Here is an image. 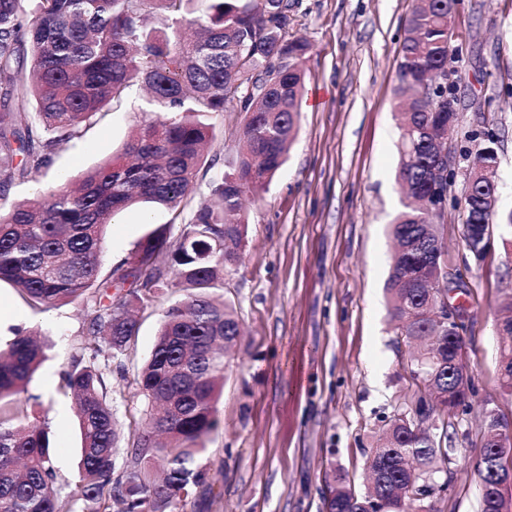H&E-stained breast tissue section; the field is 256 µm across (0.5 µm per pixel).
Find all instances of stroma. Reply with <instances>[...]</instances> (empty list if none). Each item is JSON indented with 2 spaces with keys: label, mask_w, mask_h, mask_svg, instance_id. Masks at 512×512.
<instances>
[{
  "label": "stroma",
  "mask_w": 512,
  "mask_h": 512,
  "mask_svg": "<svg viewBox=\"0 0 512 512\" xmlns=\"http://www.w3.org/2000/svg\"><path fill=\"white\" fill-rule=\"evenodd\" d=\"M294 36L310 50L303 62L300 118L288 158L268 187L247 199L243 263L227 276L243 334L226 370L218 403L222 423L206 464L220 494L205 512H324L337 476L365 485L368 448L384 424L417 391L409 349L389 317L385 283L402 208L398 182L400 48L414 0H290ZM448 81L460 99L456 137L470 148L476 130L495 133L498 213L512 212V0H461ZM140 91L101 112L79 138L58 149L40 185L12 187L8 201L33 198L38 187L76 179L112 158L145 120ZM467 183L457 167L448 184L443 239L463 271L467 355L476 397L459 416L455 481L442 512H478L477 475L484 409L512 420V396L499 383L498 305L512 292V226L492 228L493 248L476 259L462 242L458 203ZM165 211L141 207L115 217L104 242L102 275L128 258L149 223ZM0 305L14 328L38 331L47 359L21 399L31 421L47 426L55 465L76 482L80 432L61 373L83 338L85 307L73 302L41 312L9 284ZM165 298L140 313L124 361L109 373L122 426L141 416L136 393L141 363L155 343Z\"/></svg>",
  "instance_id": "stroma-1"
}]
</instances>
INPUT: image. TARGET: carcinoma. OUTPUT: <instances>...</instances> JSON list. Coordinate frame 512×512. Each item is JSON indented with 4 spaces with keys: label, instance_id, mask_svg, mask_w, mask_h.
<instances>
[{
    "label": "carcinoma",
    "instance_id": "1",
    "mask_svg": "<svg viewBox=\"0 0 512 512\" xmlns=\"http://www.w3.org/2000/svg\"><path fill=\"white\" fill-rule=\"evenodd\" d=\"M457 0H415L401 48L400 163L407 203L392 236L399 245L387 279L396 335L407 345L420 390L396 411L367 458L370 485L343 477L328 512H434L454 481L456 448L448 408L467 405L456 341L429 317L425 284L448 264L437 248L444 213L419 201L436 193L435 135L448 125V11ZM289 0H0V283L30 306L76 300L87 314L63 387L73 396L81 447L78 481L61 494L50 431L28 421L18 396L45 360L32 334L17 329L0 345V512H179L203 506L214 483L203 464L220 426L217 407L229 356L240 335L234 306L217 294L242 261L247 217L242 198L263 190L286 160L299 122L302 60L309 45L292 36ZM275 72L279 83L265 87ZM426 73L444 108L428 110L411 92ZM140 84L160 115L133 132L122 152L26 205L6 203L14 185L39 182L58 147ZM241 112L235 159L209 184L212 201L191 205L211 114ZM140 203L165 209L134 255L100 278L105 228ZM494 211L473 197L463 227L473 240ZM174 288L156 343L136 379L159 412L146 410L127 445L106 399L99 358L129 354L136 312ZM116 294H111V290ZM501 388L512 389V320L502 325ZM481 512H496L512 483L504 463L512 442L481 439ZM125 455L126 468L116 472Z\"/></svg>",
    "mask_w": 512,
    "mask_h": 512
}]
</instances>
